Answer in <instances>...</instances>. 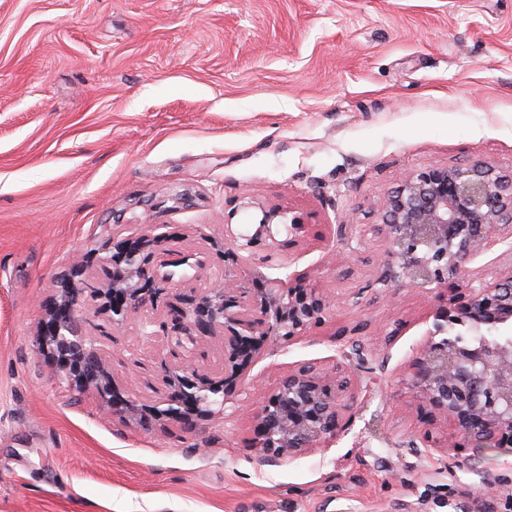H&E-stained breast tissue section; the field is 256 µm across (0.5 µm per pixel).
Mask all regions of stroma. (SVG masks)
Segmentation results:
<instances>
[{
	"instance_id": "35a3bbf8",
	"label": "stroma",
	"mask_w": 512,
	"mask_h": 512,
	"mask_svg": "<svg viewBox=\"0 0 512 512\" xmlns=\"http://www.w3.org/2000/svg\"><path fill=\"white\" fill-rule=\"evenodd\" d=\"M478 161L512 171V0H0V512H512V453H416L448 429L407 381L439 303L377 284L385 196ZM270 205L317 235L247 285L310 282L335 305L245 384L377 344L321 447L259 463L247 401L229 431L126 423L37 353L61 284L81 287L117 239L156 225L187 252ZM467 271L512 274V237ZM99 348L124 395L153 404L126 360L160 339Z\"/></svg>"
}]
</instances>
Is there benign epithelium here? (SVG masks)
Segmentation results:
<instances>
[{"label": "benign epithelium", "instance_id": "7a95c632", "mask_svg": "<svg viewBox=\"0 0 512 512\" xmlns=\"http://www.w3.org/2000/svg\"><path fill=\"white\" fill-rule=\"evenodd\" d=\"M306 226L304 216L278 206L263 210L251 234L224 225V245L239 269L219 268L202 283L176 280L170 267L206 269V249L168 259L162 234L127 239L90 270L108 282L105 298L113 329L125 328L131 315L148 309H160L167 317L155 374L157 416L185 430L194 429L200 417L231 421L239 397H251L241 382L267 345L286 344L325 320L333 301L319 288H284L278 279L248 288L241 280V270L253 260L270 261L294 245ZM507 228H512V174L483 162L409 174L382 204L381 231L396 262L378 283L465 291V300L455 303L450 297L452 305L436 314L434 331L409 370L426 405L453 426L448 448L512 452V343L435 340L454 326L506 328L512 323V275L475 286L466 269ZM282 231L286 239L279 240ZM260 247L267 254L258 259ZM87 294L93 298L98 289L89 282L82 288L62 286L38 352L56 356L69 385H95L112 416L128 419L135 404L113 387L97 338L82 332L79 308ZM215 337L222 341V358L210 367L205 360ZM349 386L348 380L302 367L273 391L259 393V431L251 443L259 461L301 456L336 436L351 408Z\"/></svg>", "mask_w": 512, "mask_h": 512}]
</instances>
